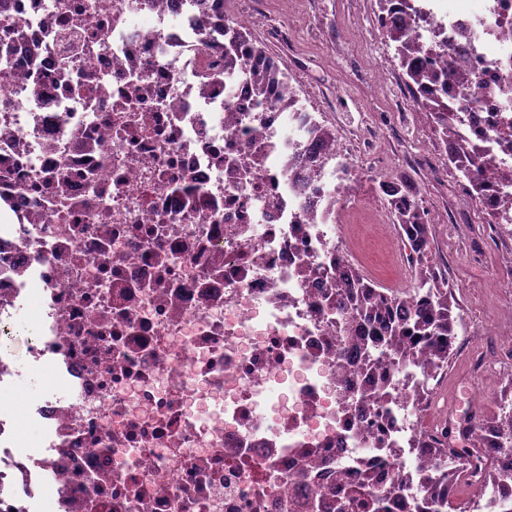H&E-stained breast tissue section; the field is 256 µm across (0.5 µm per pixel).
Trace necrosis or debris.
Here are the masks:
<instances>
[{
  "label": "necrosis or debris",
  "instance_id": "4bbe7bcc",
  "mask_svg": "<svg viewBox=\"0 0 512 512\" xmlns=\"http://www.w3.org/2000/svg\"><path fill=\"white\" fill-rule=\"evenodd\" d=\"M423 63L448 54L456 131L512 195V0H412ZM198 0H0V512H321L368 464L413 512L457 456L422 458L402 390L354 416L375 363L329 299L350 261L329 202L357 167L309 102L226 71ZM32 332L12 346L21 308ZM69 397L29 407L17 377ZM24 377H25V375L19 377L15 384V393H14V397H13L14 409L19 418L20 428L32 435H35L38 438H40V436H41L40 432H38L35 429L32 421H30L28 418V409H29V404H30L31 399L28 395L23 394L17 390V383L21 379L22 380L20 381V383L18 385V387L21 390L27 391L34 384V382H32L29 378H24Z\"/></svg>",
  "mask_w": 512,
  "mask_h": 512
}]
</instances>
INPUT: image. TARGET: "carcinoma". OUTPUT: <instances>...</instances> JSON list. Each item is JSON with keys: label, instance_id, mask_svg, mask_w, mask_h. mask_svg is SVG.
<instances>
[{"label": "carcinoma", "instance_id": "carcinoma-1", "mask_svg": "<svg viewBox=\"0 0 512 512\" xmlns=\"http://www.w3.org/2000/svg\"><path fill=\"white\" fill-rule=\"evenodd\" d=\"M406 22L388 29L394 43V58L402 70L406 87L417 93L416 109L431 116L436 130L448 148V156L463 166V175L473 193L479 195L486 188L487 174L492 169L489 159H482L455 136L457 113L448 112L438 106L432 97L424 92L428 86H446L450 82L463 85L471 79L456 73L443 62L438 68H427L419 63L422 47L405 36ZM233 48H224V69L240 67L244 59L255 60L252 71L254 83L261 90L275 84L286 83L287 74L270 62L267 52L251 39L243 27L234 31ZM388 203L395 212V219L401 234L409 246L408 260L415 273L414 293L389 295L375 288L356 270H351L342 287L336 288L331 301L336 314L344 318L340 342L345 352L363 353L393 365L408 366L417 363V356L430 352L432 360L427 373L433 378L448 368V358L453 353L457 339L456 317L453 315V293L448 277L437 269L429 256L431 225L417 198L413 180L403 175L395 184ZM390 382V371H385L378 382L360 390L355 413L365 416L383 407L386 387ZM460 435L474 441L475 447L462 448L460 452L474 455L476 459L489 458V449L500 448L512 451V411L490 418L468 419L460 429ZM444 442L420 432L417 448L424 455L444 456L452 450L449 435H443ZM481 482L491 487L507 503L512 499V471L487 467L479 475ZM455 485L454 476L442 473L429 477L422 484L421 501L417 509L421 512H448L451 505L450 488ZM375 481L368 472L359 474L356 485H350L342 492H336V512L358 508L364 512H391L387 501L397 493L398 487L386 493L374 491Z\"/></svg>", "mask_w": 512, "mask_h": 512}]
</instances>
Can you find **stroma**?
Returning <instances> with one entry per match:
<instances>
[{
  "label": "stroma",
  "mask_w": 512,
  "mask_h": 512,
  "mask_svg": "<svg viewBox=\"0 0 512 512\" xmlns=\"http://www.w3.org/2000/svg\"><path fill=\"white\" fill-rule=\"evenodd\" d=\"M246 25L252 39L274 57L279 67L300 88L322 103L330 118L367 114L375 129L401 153L396 98L374 95L370 78L379 70L396 66L391 42L375 30L376 0H263L251 6ZM358 182L353 192L338 201L337 210H359L374 191L385 168V158L362 153ZM451 197L452 203L440 224L433 227L431 256L445 266L448 283L461 308L459 335L488 323L495 334L479 337L468 347H457L448 371L436 386L435 398L448 407V427L468 414L485 417L500 412L512 399V238L500 240L488 225L477 223L478 210L469 196L459 194L454 182L424 189L425 204ZM347 237L359 248L354 265L378 287L407 291L414 287L412 272L400 271L385 229L359 222L345 227ZM486 362L483 380L473 378L471 358Z\"/></svg>",
  "instance_id": "obj_1"
}]
</instances>
